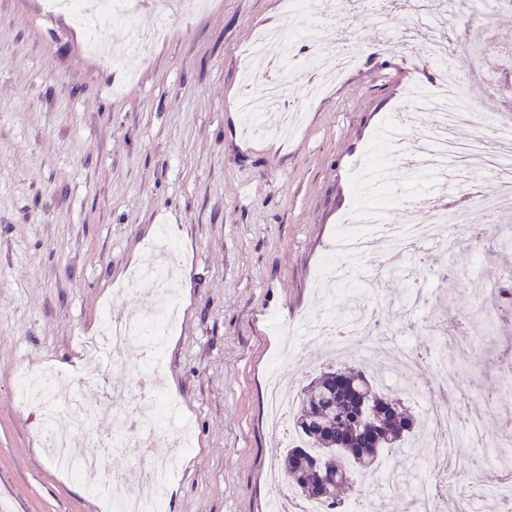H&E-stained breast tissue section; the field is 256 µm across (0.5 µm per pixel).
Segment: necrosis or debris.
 <instances>
[{
  "mask_svg": "<svg viewBox=\"0 0 512 512\" xmlns=\"http://www.w3.org/2000/svg\"><path fill=\"white\" fill-rule=\"evenodd\" d=\"M206 0H186L178 15L167 13L160 0H44L49 12L67 15L73 26L84 35V46L89 53H97L110 28L125 30L128 39L121 56L104 55L102 62L116 72H125L127 57H144L148 47L165 40L175 21L185 20L201 9ZM421 22L427 29L423 42L400 39L399 47L405 55L424 56L437 67L447 82L441 93L414 94L405 97L392 121L380 131L382 141L394 145L392 159L411 175L430 173L436 176L447 172L448 166L464 161V168L446 183L448 192L470 189L477 197L480 209L493 218L500 211L512 207V119L501 116L491 118L473 113L470 105L460 96L461 86L467 83L465 71H450L448 59L451 49L433 16H450L456 11L455 0H420ZM152 10L156 21L152 29L139 28L136 17L143 10ZM286 32L280 27L261 30L252 38L248 51L268 61L264 73L256 75L255 83L261 89L258 99L241 103L240 110L255 135H287L288 127L296 121L305 104L316 100L326 83L337 80L358 59L359 45L352 35H344L338 47L323 49L311 56L301 73L300 104L291 106L285 101L288 87V66L282 58L273 57L271 48L282 42ZM473 115L475 124L470 140L461 142L455 136L457 124L466 115ZM416 124L422 130L423 151L417 159H407L401 151L403 132L407 125ZM501 144L498 156H489L485 150L487 140ZM494 168L499 189L494 193L479 191L477 176L486 168ZM408 210H428L429 217L420 224H387L380 212L360 207L349 216L336 239L335 246L325 264L328 277L342 282L356 280L360 271L352 261L372 248L383 250L387 261L412 258L423 261L425 248L445 240L447 230L453 229L467 237H474L473 226L462 223L459 215L443 206L431 195H408L404 198ZM144 262L130 275L119 295L138 300V312L122 323L104 318L100 330L81 337V363L84 378L109 383L113 374L128 369L138 362L145 377H152L162 364L167 336L178 323L180 310L174 288L176 279L175 245L167 230L144 248ZM360 331L365 346H377L380 336L394 333V325L384 318L363 315L359 321H339L321 313L304 320L303 336L307 341L327 347L341 348L353 331ZM20 402L40 415L39 435L42 446L61 469L78 477L87 489L98 496L109 498L112 512H163V504L173 475L172 461H156L149 449L156 441L182 452L192 445L190 426L185 420L179 402L155 386L138 389L136 399L156 403L161 419L153 425L138 423L131 408L115 409L112 432L98 440L88 433L92 419L69 378L52 367L21 371L17 379ZM423 404V436L418 442L422 454L420 467L425 468L428 479L419 486L423 512H437L435 481L444 477L442 466L461 428L458 416L449 414L447 404L441 403L433 392L417 391ZM65 401L70 418L68 426L57 421V403ZM124 448L139 451L140 461L149 481L140 490L125 486L123 476L103 469L99 461L104 454Z\"/></svg>",
  "mask_w": 512,
  "mask_h": 512,
  "instance_id": "obj_1",
  "label": "necrosis or debris"
}]
</instances>
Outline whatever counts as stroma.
<instances>
[{
	"mask_svg": "<svg viewBox=\"0 0 512 512\" xmlns=\"http://www.w3.org/2000/svg\"><path fill=\"white\" fill-rule=\"evenodd\" d=\"M287 22L281 0H211L132 60L139 79L116 97L120 75L85 53L66 16L41 0H0V500L10 512H106L46 457L15 366L79 369L78 336L136 308L112 289L162 224L180 242L181 316L155 384L191 415L194 438L176 457L165 512H267L269 475L293 443L291 421L276 428L265 415L267 366L283 347L270 322L340 299L338 283L314 273L355 205L353 164L399 100L438 79L425 60L393 52L353 0H336L315 43L274 53L295 66L352 32L358 65L308 105L292 139L249 134L237 101L257 89L242 49L255 27ZM463 93L486 115L512 109V79L479 77ZM463 212L483 242L429 246L422 300L399 323L431 354L413 381L432 390L443 337L422 319L443 308L473 321V343L448 372L477 374L460 383L459 410L483 413V435L461 432L456 452L479 465L512 412V249L497 244L504 219ZM490 279L494 300L482 294ZM489 387L503 400L493 411Z\"/></svg>",
	"mask_w": 512,
	"mask_h": 512,
	"instance_id": "obj_1",
	"label": "stroma"
}]
</instances>
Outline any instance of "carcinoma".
Returning a JSON list of instances; mask_svg holds the SVG:
<instances>
[{
    "mask_svg": "<svg viewBox=\"0 0 512 512\" xmlns=\"http://www.w3.org/2000/svg\"><path fill=\"white\" fill-rule=\"evenodd\" d=\"M295 426L304 447L285 450V476L301 497L326 503L333 512H343L345 491L357 496L366 491L358 482L361 474H372L383 452L403 447L405 437L421 430V423L401 410L399 398L376 384L366 367L329 368L314 377L297 397ZM379 412L373 427L376 448H363L359 433L361 407ZM338 448L351 466L336 478L319 480L316 470L325 449Z\"/></svg>",
    "mask_w": 512,
    "mask_h": 512,
    "instance_id": "cac0c4a2",
    "label": "carcinoma"
}]
</instances>
